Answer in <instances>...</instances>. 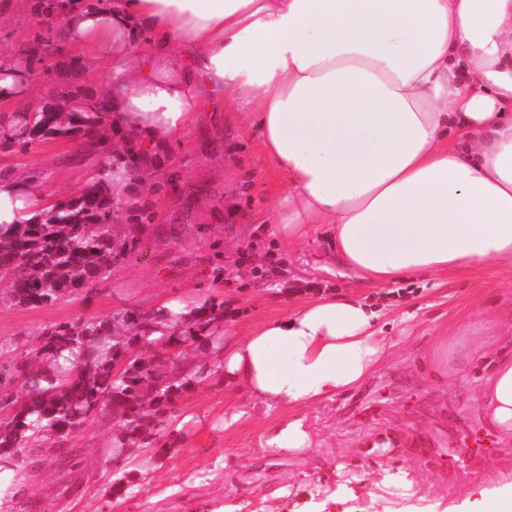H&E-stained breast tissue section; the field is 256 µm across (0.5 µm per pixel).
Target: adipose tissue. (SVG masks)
Segmentation results:
<instances>
[{"instance_id": "1", "label": "adipose tissue", "mask_w": 512, "mask_h": 512, "mask_svg": "<svg viewBox=\"0 0 512 512\" xmlns=\"http://www.w3.org/2000/svg\"><path fill=\"white\" fill-rule=\"evenodd\" d=\"M59 33L105 61L113 129L151 144L188 131L204 101H229L283 179L267 235L298 246L327 231L364 286L512 266V0H59ZM151 35L160 67L130 63ZM37 175L0 179V230L29 222ZM378 313L319 297L225 337L218 376L283 418L264 445L308 450L299 412L385 362ZM476 389L512 442V336Z\"/></svg>"}]
</instances>
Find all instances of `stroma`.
Listing matches in <instances>:
<instances>
[{
    "label": "stroma",
    "instance_id": "stroma-1",
    "mask_svg": "<svg viewBox=\"0 0 512 512\" xmlns=\"http://www.w3.org/2000/svg\"><path fill=\"white\" fill-rule=\"evenodd\" d=\"M0 0V53L19 52L37 29L32 16L6 9ZM83 66L43 72L30 66L33 85L44 94L55 87L99 96L106 69L90 50L64 46ZM163 158L176 190L157 195L153 164ZM46 174L44 198L76 197L86 179L84 151L76 139H52L27 151L0 149V170ZM138 198L156 212L133 234L136 250L112 275L81 295L49 307L11 302L0 282V370L25 358L40 332L64 322L106 319L125 308L151 313L169 301L216 300L224 323L244 336L319 295L355 296L381 309L379 325L393 343L391 357L360 386L334 401L304 409L315 436L301 454L264 448L278 412L251 407L249 399L210 379L176 400L171 421L186 423V438L164 458L150 449L136 457L114 456L118 416L95 417L71 436L64 459L55 455L18 458L13 488L15 512H250L262 497L276 496L279 512H443L460 504V485L472 498L512 476V447L490 435L476 409L474 387L486 368L481 353L494 342L484 321L512 307V267L474 263L462 272L405 281L386 289L360 286L349 271L330 261L321 244L273 245L265 233L284 187L260 155L259 135L248 117L226 105L204 104L185 133L150 145ZM223 278H215L216 265ZM448 339V357L435 362L438 337ZM248 413L223 428L230 405ZM487 439L477 453L472 434ZM468 459L449 472L447 453ZM135 471L138 485L120 493L115 469ZM389 488L376 490L382 476Z\"/></svg>",
    "mask_w": 512,
    "mask_h": 512
}]
</instances>
